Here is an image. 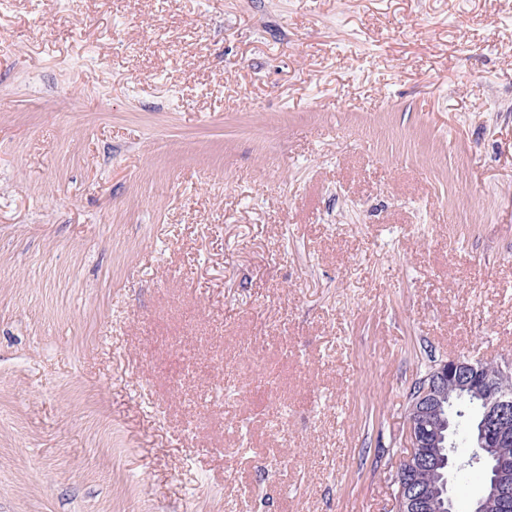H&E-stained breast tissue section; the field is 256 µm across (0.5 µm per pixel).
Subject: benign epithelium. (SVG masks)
<instances>
[{"mask_svg":"<svg viewBox=\"0 0 512 512\" xmlns=\"http://www.w3.org/2000/svg\"><path fill=\"white\" fill-rule=\"evenodd\" d=\"M450 384L466 391L481 405L484 430L474 444L473 462L483 466L486 449H499L483 494L472 503L470 512H512V456L501 452L512 443V392L503 388L497 375L486 372L479 361L460 358L438 364L420 383L415 395L405 452L394 478L401 512H453L433 488L405 479L410 469L429 464L424 448L431 443L448 444V469L455 467L453 438L442 434L434 416L435 403Z\"/></svg>","mask_w":512,"mask_h":512,"instance_id":"7a95c632","label":"benign epithelium"}]
</instances>
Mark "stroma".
I'll return each mask as SVG.
<instances>
[{
  "label": "stroma",
  "mask_w": 512,
  "mask_h": 512,
  "mask_svg": "<svg viewBox=\"0 0 512 512\" xmlns=\"http://www.w3.org/2000/svg\"><path fill=\"white\" fill-rule=\"evenodd\" d=\"M457 357L512 365V0L0 7V512H396Z\"/></svg>",
  "instance_id": "obj_1"
}]
</instances>
